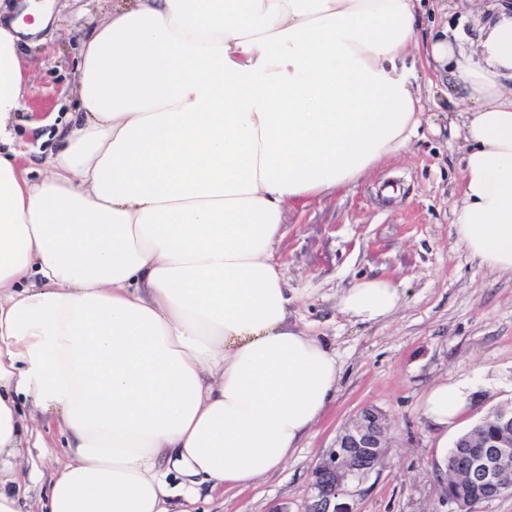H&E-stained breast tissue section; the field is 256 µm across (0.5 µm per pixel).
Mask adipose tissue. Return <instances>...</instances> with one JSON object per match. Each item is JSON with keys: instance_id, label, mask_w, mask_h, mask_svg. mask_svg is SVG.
Returning a JSON list of instances; mask_svg holds the SVG:
<instances>
[{"instance_id": "adipose-tissue-1", "label": "adipose tissue", "mask_w": 512, "mask_h": 512, "mask_svg": "<svg viewBox=\"0 0 512 512\" xmlns=\"http://www.w3.org/2000/svg\"><path fill=\"white\" fill-rule=\"evenodd\" d=\"M420 5L119 0L82 43L79 111L37 182L12 128L18 48L48 17L0 22V512L43 479L48 512H171L168 471L233 490L287 462L341 365L292 321L274 246L289 208L405 151L423 66L464 90L454 235L512 271V0L423 43ZM402 302L375 277L337 306L377 323ZM466 405L440 382L423 413L444 429ZM40 417L65 437L47 477L23 464Z\"/></svg>"}]
</instances>
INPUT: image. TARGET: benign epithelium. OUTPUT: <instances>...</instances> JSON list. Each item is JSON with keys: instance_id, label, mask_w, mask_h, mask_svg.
Here are the masks:
<instances>
[{"instance_id": "7a95c632", "label": "benign epithelium", "mask_w": 512, "mask_h": 512, "mask_svg": "<svg viewBox=\"0 0 512 512\" xmlns=\"http://www.w3.org/2000/svg\"><path fill=\"white\" fill-rule=\"evenodd\" d=\"M497 433L492 439L475 434L469 452L446 461V470L463 481L444 483L451 512H473L475 505L512 494V408L493 410ZM390 419L375 406L363 408L337 436L310 475L305 512H339L336 499L348 481L374 471L384 460L390 440Z\"/></svg>"}]
</instances>
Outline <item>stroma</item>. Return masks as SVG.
<instances>
[{
    "label": "stroma",
    "instance_id": "35a3bbf8",
    "mask_svg": "<svg viewBox=\"0 0 512 512\" xmlns=\"http://www.w3.org/2000/svg\"><path fill=\"white\" fill-rule=\"evenodd\" d=\"M110 0H55L40 45L23 51L33 88L14 125V144L31 180L56 151L57 128L76 109L78 48ZM479 26L478 0H425L419 36L446 24ZM419 134L398 158L336 195L296 207L276 245L291 314L299 328L325 340L342 368L323 418L276 473L239 493L202 486L179 512H304L309 474L337 435L366 406L391 421L382 464L352 481L340 501L347 512H448L443 501L447 449L496 407L512 403V272L473 260L452 231L462 180L463 143L448 129L454 106L447 84L423 87ZM392 196H384V187ZM400 282L404 299L385 321L361 324L337 307L341 289L366 277ZM464 383V417L447 430L423 416L428 390Z\"/></svg>",
    "mask_w": 512,
    "mask_h": 512
}]
</instances>
